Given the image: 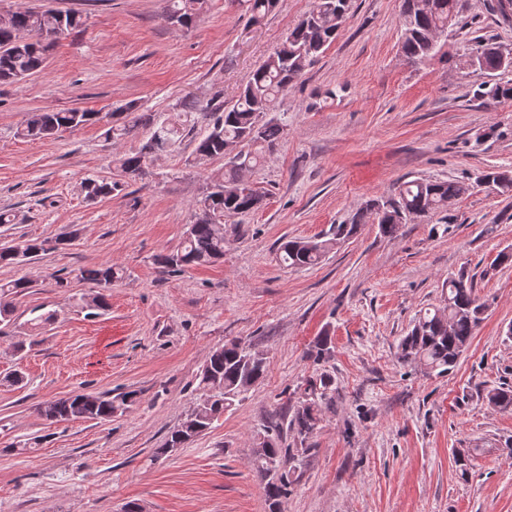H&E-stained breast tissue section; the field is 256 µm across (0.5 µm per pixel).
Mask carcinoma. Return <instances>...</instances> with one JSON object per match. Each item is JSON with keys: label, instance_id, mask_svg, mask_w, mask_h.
<instances>
[{"label": "carcinoma", "instance_id": "cac0c4a2", "mask_svg": "<svg viewBox=\"0 0 512 512\" xmlns=\"http://www.w3.org/2000/svg\"><path fill=\"white\" fill-rule=\"evenodd\" d=\"M468 0H403V32L400 51L411 64L424 62L435 52L448 33L461 30ZM207 0H168L167 17L174 25L188 27L204 10ZM250 22H260L276 5V0H246ZM350 0H313L311 9L288 33L278 46L254 71L251 80L229 104L213 108L215 119L211 128L196 146L201 157H225L231 146L243 150L238 162L224 161V171L214 174L199 200V214L187 226L181 246L156 255L155 262L165 273L178 272L192 266L216 263L224 258V218L255 209L261 196L247 191L241 178L244 170L254 168L262 155L279 145L284 127L268 117L274 104L290 86L303 75L307 66L318 58L334 41L345 20ZM83 25L82 17L69 11L53 9L21 10L12 13L8 24H0V83L25 77L42 68L47 53L57 40ZM463 67L486 75L503 68L493 42L473 39V47L462 62ZM478 97L492 100L512 99V85L486 82L475 91ZM122 131L128 133L140 126L152 129L148 141L136 153L125 154L118 160L123 175L133 178L145 173L147 160L168 151L176 142L180 129L170 122H154V116L137 111L135 104L125 107ZM101 121L99 113L72 109L66 112H34L27 119L20 135L41 139L75 130ZM485 177L502 194L512 193V175L490 171ZM119 180L86 178L81 182L85 199L94 201L124 190ZM465 188L453 180L430 181L414 179L396 187L390 197L368 201L353 217L350 224L336 226L334 237L328 240H283L278 245L279 260L291 268L314 266L339 239L357 234L360 225H378L380 234L393 236L401 225L416 216H428L443 211L448 201L459 197ZM68 244V239L23 240L17 245L0 246V266L11 265L20 258H33L55 251ZM123 276V270L105 263L84 268L83 281L98 291L82 296L83 307L105 311L109 307L107 291L112 282ZM30 282L24 279L0 284V296H23ZM444 306L425 312L398 344V362L416 365L427 372L445 374L455 367L468 348L489 305L476 294L473 281L466 271L451 274L443 284ZM267 371V357L239 340H231L211 352L199 375V403L167 436L156 456H163L206 431L215 418L259 383ZM334 382L325 372L304 384L296 404L282 422L271 427L272 433L263 437L254 451V469L263 482L270 512H281L297 480L296 470L302 454L309 451L308 441L319 426L322 405L334 402ZM136 393L123 394L116 401L111 396L73 394L39 404L38 412L49 421L99 420L109 421L120 408L135 402ZM489 404L512 409V386L493 388L486 393ZM287 429L298 448L288 445Z\"/></svg>", "mask_w": 512, "mask_h": 512}]
</instances>
